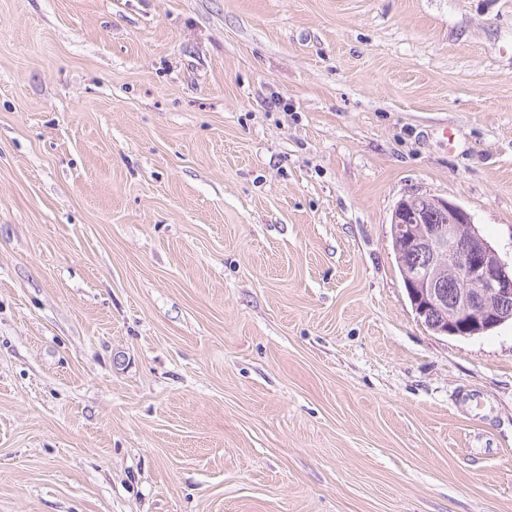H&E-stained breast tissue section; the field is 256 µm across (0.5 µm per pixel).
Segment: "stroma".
Here are the masks:
<instances>
[{
  "label": "stroma",
  "instance_id": "stroma-1",
  "mask_svg": "<svg viewBox=\"0 0 512 512\" xmlns=\"http://www.w3.org/2000/svg\"><path fill=\"white\" fill-rule=\"evenodd\" d=\"M512 0H0V512H512ZM414 198L398 203L391 226L400 256L413 255L403 281L418 320L436 334L460 337L512 322V262L501 259L459 205ZM428 215L440 224L423 226L421 217ZM461 224H468V233Z\"/></svg>",
  "mask_w": 512,
  "mask_h": 512
}]
</instances>
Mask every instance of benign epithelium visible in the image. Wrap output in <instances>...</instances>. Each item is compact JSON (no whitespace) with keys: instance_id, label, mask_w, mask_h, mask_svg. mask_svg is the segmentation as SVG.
I'll use <instances>...</instances> for the list:
<instances>
[{"instance_id":"1","label":"benign epithelium","mask_w":512,"mask_h":512,"mask_svg":"<svg viewBox=\"0 0 512 512\" xmlns=\"http://www.w3.org/2000/svg\"><path fill=\"white\" fill-rule=\"evenodd\" d=\"M403 281L418 320L444 336L473 337L512 322V265L479 234L470 215L443 199H404L392 214Z\"/></svg>"}]
</instances>
